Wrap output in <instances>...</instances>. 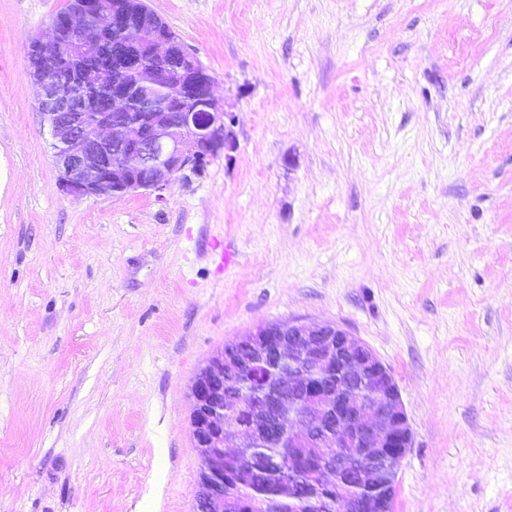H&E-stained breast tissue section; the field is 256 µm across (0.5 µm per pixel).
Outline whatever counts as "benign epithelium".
Returning a JSON list of instances; mask_svg holds the SVG:
<instances>
[{"label":"benign epithelium","instance_id":"7a95c632","mask_svg":"<svg viewBox=\"0 0 512 512\" xmlns=\"http://www.w3.org/2000/svg\"><path fill=\"white\" fill-rule=\"evenodd\" d=\"M156 15L103 16L102 0H74L38 38L41 65L32 69L37 104L54 139L57 189L64 196L114 197L138 190L163 191L187 167L236 146L235 116L215 94L214 82L192 64L172 77L175 93L156 97L161 73L142 59L145 31ZM117 29L122 44L112 51L108 111L86 124L75 109L59 50L72 36L87 56L102 53L104 28ZM147 53L155 61L176 53L156 39ZM191 97L199 110H187ZM142 107L133 108L136 100ZM192 435L200 448L196 512H247L225 496L224 483L257 480L250 449L275 441L288 449L281 496L308 498V489L336 471L340 455L362 464L348 480L379 488L375 461L391 449L394 465L383 495L347 502L341 512H392L397 474L413 445L399 387L368 344L335 322L288 319L264 323L217 352L192 387ZM250 424L239 422L240 413Z\"/></svg>","mask_w":512,"mask_h":512}]
</instances>
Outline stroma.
<instances>
[{
    "mask_svg": "<svg viewBox=\"0 0 512 512\" xmlns=\"http://www.w3.org/2000/svg\"><path fill=\"white\" fill-rule=\"evenodd\" d=\"M236 148L156 194L59 193L0 0V512H194L225 343L338 323L399 387L394 512H512V0H145Z\"/></svg>",
    "mask_w": 512,
    "mask_h": 512,
    "instance_id": "1",
    "label": "stroma"
}]
</instances>
